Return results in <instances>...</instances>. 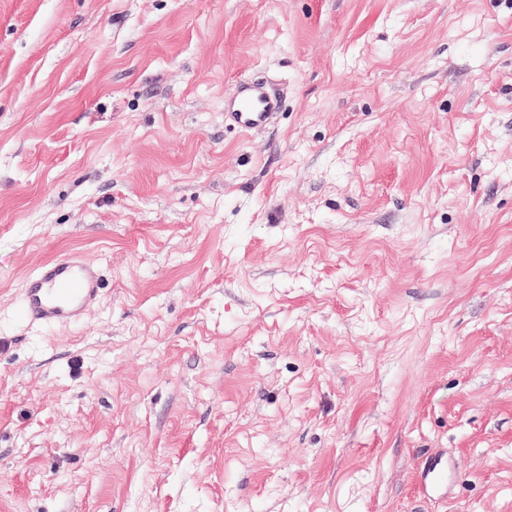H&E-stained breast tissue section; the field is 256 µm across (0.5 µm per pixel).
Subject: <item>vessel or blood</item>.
<instances>
[{
  "label": "vessel or blood",
  "mask_w": 512,
  "mask_h": 512,
  "mask_svg": "<svg viewBox=\"0 0 512 512\" xmlns=\"http://www.w3.org/2000/svg\"><path fill=\"white\" fill-rule=\"evenodd\" d=\"M279 109L276 99L255 83L241 84L228 105V117L243 132L269 122ZM101 276L96 265L82 257L69 255L44 263L32 277L25 292L22 313L44 324L77 322L98 303ZM458 464L430 465L420 473L423 487L432 489L454 480Z\"/></svg>",
  "instance_id": "vessel-or-blood-1"
}]
</instances>
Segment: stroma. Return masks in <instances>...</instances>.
I'll return each instance as SVG.
<instances>
[{"mask_svg": "<svg viewBox=\"0 0 512 512\" xmlns=\"http://www.w3.org/2000/svg\"><path fill=\"white\" fill-rule=\"evenodd\" d=\"M0 512H512V0H0ZM278 110V101L260 84L244 83L228 104L227 116L240 131L249 132L267 124ZM99 268L78 255L44 263L28 281L22 314L43 324L77 322L99 302ZM438 462L433 463L430 466H424L420 473V483L425 489L432 490L435 486L442 485L448 480V486L454 480L458 463L448 458L447 467H438Z\"/></svg>", "mask_w": 512, "mask_h": 512, "instance_id": "stroma-1", "label": "stroma"}]
</instances>
